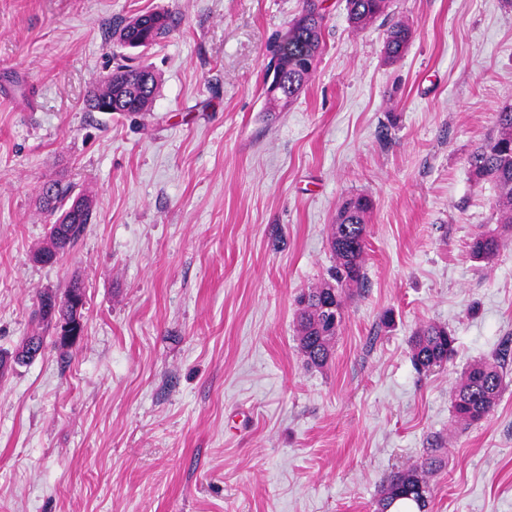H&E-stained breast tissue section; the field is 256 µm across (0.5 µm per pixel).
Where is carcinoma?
Returning a JSON list of instances; mask_svg holds the SVG:
<instances>
[{
	"label": "carcinoma",
	"mask_w": 512,
	"mask_h": 512,
	"mask_svg": "<svg viewBox=\"0 0 512 512\" xmlns=\"http://www.w3.org/2000/svg\"><path fill=\"white\" fill-rule=\"evenodd\" d=\"M347 18L356 30H363L388 14L389 0H345ZM325 21L323 0H301V9L288 26L275 34L267 47L270 58L278 61L283 75L282 95L267 99L266 111L280 112L292 104L314 73L324 45L322 30ZM172 18L156 11L112 22V36L123 47L141 39L151 48L170 32ZM413 38L412 28L403 21H394L384 30V55L389 63L400 59ZM158 90L154 71L138 62L130 63L120 56L112 69V80H102L86 99L90 112L98 111L100 102L112 100V111L146 117L153 110ZM473 174L490 179L501 191V228L495 234L476 236L470 245L473 258L489 262L512 239V103L506 102L496 112L495 130L486 143L467 158ZM43 208L49 221V244L37 251L35 259L49 262L74 248L92 221V200L76 194L68 185L55 181L42 191ZM372 200L366 196L347 197L331 225L329 244L336 263L328 279L300 297L301 308L296 317L299 348L307 364L325 366L332 354L333 341L344 319V304L350 292L365 279L364 248ZM74 291L84 292L80 281H72L63 295L50 293L58 312L68 313L67 298ZM456 338L444 326L427 323L411 336L412 359L417 370L429 372L448 362L455 351ZM43 347V337H27L14 352L18 364L36 357ZM504 389L503 364L499 359L480 360L465 369L452 393V420L470 425L490 415ZM437 468V460L427 457L412 469L390 473L382 485L377 512H391L398 501L408 500L418 512L427 506L430 494L426 475Z\"/></svg>",
	"instance_id": "carcinoma-1"
}]
</instances>
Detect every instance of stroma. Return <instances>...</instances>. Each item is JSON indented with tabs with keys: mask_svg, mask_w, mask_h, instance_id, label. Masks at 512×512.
I'll return each mask as SVG.
<instances>
[{
	"mask_svg": "<svg viewBox=\"0 0 512 512\" xmlns=\"http://www.w3.org/2000/svg\"><path fill=\"white\" fill-rule=\"evenodd\" d=\"M300 0H0V512H375L391 471L428 455L427 512H512V244L475 261L500 191L468 155L512 102V0H391L384 29L326 0L324 51L294 103L264 109L267 46ZM165 11L143 60L148 122L90 112L115 18ZM93 200L51 264L45 183ZM374 201L366 279L333 355L307 365L297 298L322 283L342 201ZM82 281L84 334L61 347L39 291ZM447 327L417 372L409 339ZM505 355L479 423L451 422L473 361ZM413 38L412 28L403 21H394L384 30V55L388 63L396 62L407 50ZM456 338L444 326L427 323L411 336L410 347L414 365L419 372H429L447 363L455 351Z\"/></svg>",
	"mask_w": 512,
	"mask_h": 512,
	"instance_id": "35a3bbf8",
	"label": "stroma"
}]
</instances>
